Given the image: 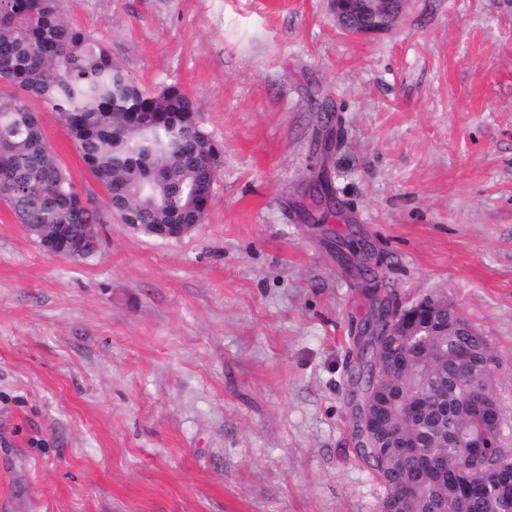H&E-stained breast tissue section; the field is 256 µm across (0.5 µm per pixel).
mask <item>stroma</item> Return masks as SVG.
<instances>
[{"instance_id": "35a3bbf8", "label": "stroma", "mask_w": 512, "mask_h": 512, "mask_svg": "<svg viewBox=\"0 0 512 512\" xmlns=\"http://www.w3.org/2000/svg\"><path fill=\"white\" fill-rule=\"evenodd\" d=\"M61 7L146 91L195 100L218 175L189 235L112 220L86 261L0 204V512H380L348 377L371 296L330 243L349 227L381 295L485 336L512 456V13L406 0L352 37L328 0ZM26 104L108 212L58 113ZM320 173L343 215L308 223ZM379 267L378 257L375 256L373 250L368 246L362 245V255L358 256L354 263V268L366 282H375L377 278V269Z\"/></svg>"}]
</instances>
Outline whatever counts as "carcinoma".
Instances as JSON below:
<instances>
[{"label": "carcinoma", "instance_id": "cac0c4a2", "mask_svg": "<svg viewBox=\"0 0 512 512\" xmlns=\"http://www.w3.org/2000/svg\"><path fill=\"white\" fill-rule=\"evenodd\" d=\"M0 77L12 88L0 90V175L10 180L9 194L21 223L34 238L49 237L61 224L80 233L84 224H102L103 216L79 202L70 174L55 160L37 116L26 99L51 105L94 180L109 198L110 214L122 224H199L204 218L198 193H208L217 149L197 121L195 102L169 86L150 94L112 60L109 50L86 31L68 23L60 0H0ZM433 323L450 322L446 336H387L401 363L363 385L378 403L376 415L384 447L367 461L387 494L381 512H389L396 494L415 496L403 512H451L461 490L469 492L471 512H508L512 469H469L470 448H449L448 412L463 435H477L491 451L488 464L501 459V423L470 411L472 392H495L489 344L471 324L457 323L446 307L432 313ZM378 360L357 347L351 379L372 373ZM428 399L415 418L404 417L412 397ZM414 440L440 457L430 476L407 455L402 443Z\"/></svg>", "mask_w": 512, "mask_h": 512}]
</instances>
